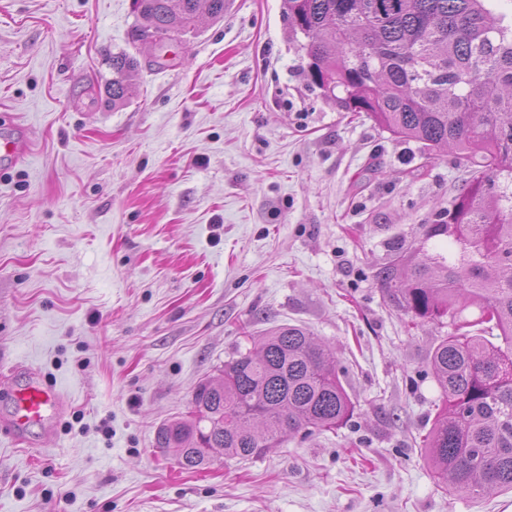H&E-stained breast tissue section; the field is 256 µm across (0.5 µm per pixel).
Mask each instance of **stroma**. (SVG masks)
I'll return each mask as SVG.
<instances>
[{
  "instance_id": "1",
  "label": "stroma",
  "mask_w": 512,
  "mask_h": 512,
  "mask_svg": "<svg viewBox=\"0 0 512 512\" xmlns=\"http://www.w3.org/2000/svg\"><path fill=\"white\" fill-rule=\"evenodd\" d=\"M133 0H0V118L30 153L0 178V368L65 391L54 434L0 436V512H512L441 489L416 439L448 325L411 326L379 273L468 177L445 151L326 101L282 0H229L136 41ZM140 65L112 104L109 58ZM297 325L357 401L334 432L191 472L157 427L253 337Z\"/></svg>"
}]
</instances>
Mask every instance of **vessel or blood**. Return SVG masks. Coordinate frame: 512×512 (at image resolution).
I'll return each instance as SVG.
<instances>
[{
  "label": "vessel or blood",
  "instance_id": "1",
  "mask_svg": "<svg viewBox=\"0 0 512 512\" xmlns=\"http://www.w3.org/2000/svg\"><path fill=\"white\" fill-rule=\"evenodd\" d=\"M27 150L25 130H18L14 135H0V169L14 167ZM62 410L63 399L58 386L47 382L43 376H31L14 384L11 390V412L5 423L6 433L13 443H25L30 429L53 427Z\"/></svg>",
  "mask_w": 512,
  "mask_h": 512
}]
</instances>
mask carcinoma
<instances>
[{
    "instance_id": "cac0c4a2",
    "label": "carcinoma",
    "mask_w": 512,
    "mask_h": 512,
    "mask_svg": "<svg viewBox=\"0 0 512 512\" xmlns=\"http://www.w3.org/2000/svg\"><path fill=\"white\" fill-rule=\"evenodd\" d=\"M495 0H282L303 71L345 112L365 113L424 154L453 148L470 168L467 188L424 241L455 249L424 259L403 250L380 271L411 322L447 317L429 371L442 406L421 447L437 484L473 497L512 492V14ZM135 36L160 46L224 17L226 0H133ZM112 104L130 91L137 59L112 55ZM474 308L478 316L463 313ZM498 329L502 344L484 336ZM198 384L189 411L161 424L155 446L186 470L216 449L247 459L291 435L336 431L356 403L333 351L283 325Z\"/></svg>"
}]
</instances>
